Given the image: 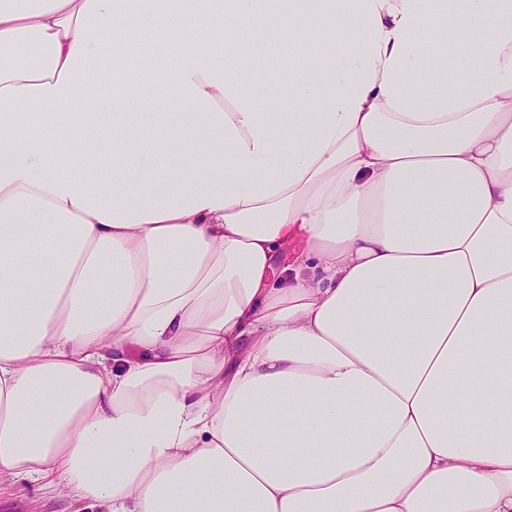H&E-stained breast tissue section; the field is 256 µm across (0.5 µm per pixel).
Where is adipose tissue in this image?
<instances>
[{
  "mask_svg": "<svg viewBox=\"0 0 512 512\" xmlns=\"http://www.w3.org/2000/svg\"><path fill=\"white\" fill-rule=\"evenodd\" d=\"M241 21L303 75L256 73ZM21 479L512 512V0H0Z\"/></svg>",
  "mask_w": 512,
  "mask_h": 512,
  "instance_id": "adipose-tissue-1",
  "label": "adipose tissue"
}]
</instances>
